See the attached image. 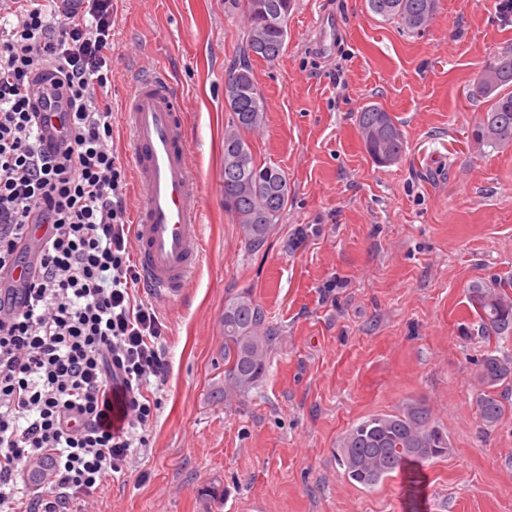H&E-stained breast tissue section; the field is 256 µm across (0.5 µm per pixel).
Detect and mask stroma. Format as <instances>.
Wrapping results in <instances>:
<instances>
[{"label": "stroma", "instance_id": "stroma-1", "mask_svg": "<svg viewBox=\"0 0 512 512\" xmlns=\"http://www.w3.org/2000/svg\"><path fill=\"white\" fill-rule=\"evenodd\" d=\"M327 16L340 28L322 49ZM245 25L224 0H112L113 144L130 165L122 103L142 71L164 69L202 177L203 258L181 300L152 302L169 361L148 387L159 409L90 512H512V384L485 426L475 363L488 343L468 301L512 280V145L473 140L489 102L469 95L512 46V18L498 0H439L410 34L364 0H294L280 57L251 60L265 121L248 140L289 190L259 253L224 209V77ZM374 103L406 141L385 166L356 125ZM242 289L279 338L263 381L226 402L221 320ZM409 398L428 405L447 454L371 489L350 483L338 440ZM210 486L219 499L203 497Z\"/></svg>", "mask_w": 512, "mask_h": 512}]
</instances>
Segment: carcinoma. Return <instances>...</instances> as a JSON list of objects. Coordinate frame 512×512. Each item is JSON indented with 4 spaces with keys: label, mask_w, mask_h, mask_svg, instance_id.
<instances>
[{
    "label": "carcinoma",
    "mask_w": 512,
    "mask_h": 512,
    "mask_svg": "<svg viewBox=\"0 0 512 512\" xmlns=\"http://www.w3.org/2000/svg\"><path fill=\"white\" fill-rule=\"evenodd\" d=\"M244 4L247 20L242 45L243 63L224 79L226 108L232 125L224 131V208L239 225L247 249L261 251L288 205V180L271 165L257 162L245 133L265 120L264 99L249 66L250 57L276 60L288 37L292 0H227ZM368 12L385 21L399 22L407 31L424 29L436 13L438 0H365ZM472 97L491 98L472 136L480 144L498 148L512 144V48L497 54L473 83ZM358 131L367 153L378 164L399 159L405 143L390 113L368 105L357 115ZM512 284L476 287L470 292L473 316L486 340L512 336ZM224 400L241 397L266 375L278 332L263 307L248 291L233 294L224 303ZM480 418L492 426L505 408L498 387L512 382V355L497 348L477 361ZM448 452V436L432 420L421 400L408 399L392 413L368 416L351 426L336 448V462L347 479L373 488L409 463H423Z\"/></svg>",
    "instance_id": "obj_1"
}]
</instances>
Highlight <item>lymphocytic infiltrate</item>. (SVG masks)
<instances>
[{"mask_svg":"<svg viewBox=\"0 0 512 512\" xmlns=\"http://www.w3.org/2000/svg\"><path fill=\"white\" fill-rule=\"evenodd\" d=\"M0 12V512H82L123 472L169 363L133 287L125 169L112 145V0ZM17 23L6 27L7 16ZM47 81L62 112L36 110ZM34 242L32 253L19 241ZM134 419L112 431V382Z\"/></svg>","mask_w":512,"mask_h":512,"instance_id":"obj_1","label":"lymphocytic infiltrate"}]
</instances>
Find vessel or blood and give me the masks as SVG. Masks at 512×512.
<instances>
[{
    "instance_id": "b4317fda",
    "label": "vessel or blood",
    "mask_w": 512,
    "mask_h": 512,
    "mask_svg": "<svg viewBox=\"0 0 512 512\" xmlns=\"http://www.w3.org/2000/svg\"><path fill=\"white\" fill-rule=\"evenodd\" d=\"M132 171L142 191L133 224L140 285L156 299L180 300L201 260V177L191 163L185 116L168 76L143 74L123 105ZM112 425L132 417L130 399L112 391Z\"/></svg>"
}]
</instances>
